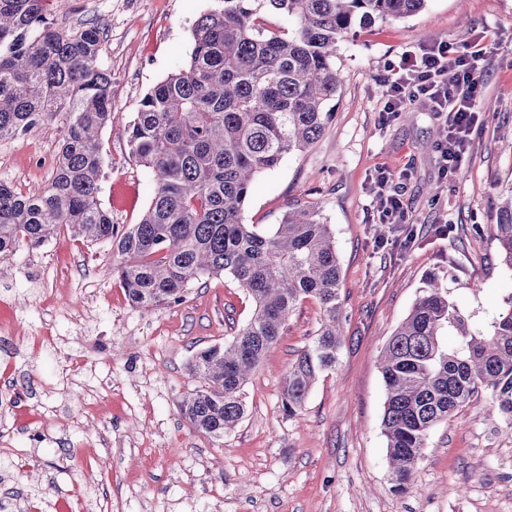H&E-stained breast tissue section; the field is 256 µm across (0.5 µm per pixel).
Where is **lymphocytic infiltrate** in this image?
I'll return each mask as SVG.
<instances>
[{
	"label": "lymphocytic infiltrate",
	"instance_id": "f902f5d3",
	"mask_svg": "<svg viewBox=\"0 0 512 512\" xmlns=\"http://www.w3.org/2000/svg\"><path fill=\"white\" fill-rule=\"evenodd\" d=\"M483 54L477 44L459 51L439 43L418 51L404 50L390 67L386 112L402 111L407 103L424 97L434 111L447 113L448 135L442 157L446 168L453 171L462 163L475 122L479 87L475 63ZM450 72L455 75L451 83L446 80Z\"/></svg>",
	"mask_w": 512,
	"mask_h": 512
}]
</instances>
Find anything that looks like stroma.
I'll return each instance as SVG.
<instances>
[{
	"instance_id": "obj_1",
	"label": "stroma",
	"mask_w": 512,
	"mask_h": 512,
	"mask_svg": "<svg viewBox=\"0 0 512 512\" xmlns=\"http://www.w3.org/2000/svg\"><path fill=\"white\" fill-rule=\"evenodd\" d=\"M212 0H46L56 28L105 29L98 64L112 75L101 134L99 198L138 223L154 192L130 152L143 96L186 65L192 28ZM480 42L476 121L462 166L443 170L446 113L419 98L385 110L389 67L406 48ZM342 85L323 135L254 181L245 223L272 230L297 202L320 207L340 264L343 346L297 415L281 392L320 322L303 301L251 377L247 411L222 439L195 431L178 403L197 384L188 364L230 342L253 301L228 276L192 284L182 302L142 312L112 276V246L63 231L0 261V512H512V426L489 394L429 435L413 487L394 491L382 432L378 368L388 338L436 277L471 326L489 331L512 308V267L484 225L512 191V0H427L418 14L358 25L336 56ZM59 156L39 129L0 140V183L42 191ZM407 221L382 223L377 189Z\"/></svg>"
}]
</instances>
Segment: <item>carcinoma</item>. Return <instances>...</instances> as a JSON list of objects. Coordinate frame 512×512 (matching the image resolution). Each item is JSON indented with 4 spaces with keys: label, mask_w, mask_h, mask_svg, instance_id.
<instances>
[{
    "label": "carcinoma",
    "mask_w": 512,
    "mask_h": 512,
    "mask_svg": "<svg viewBox=\"0 0 512 512\" xmlns=\"http://www.w3.org/2000/svg\"><path fill=\"white\" fill-rule=\"evenodd\" d=\"M192 30L183 68L155 84L130 125L132 155L153 175L139 223L116 230L101 206L100 136L112 122V75L97 63L104 28L56 30L45 0H0V139L43 127L59 134L52 179L38 195L0 183V258L43 247L61 228L86 241H112V274L133 306L151 310L185 297L191 282L232 277L255 310L232 341L189 363L200 386L179 402L196 430L220 439L246 412L244 387L307 298L321 311L311 342L288 369L286 415L305 404L317 376L336 366L342 345L340 271L331 225L320 209L292 205L271 231L243 222L251 185L286 155L323 134L342 80L335 59L356 23L397 21L426 0H214ZM286 15L288 32L266 15ZM512 267V195L489 225ZM460 337L456 347L445 332ZM382 417L395 490L404 492L429 433L482 391L512 425V309L493 330H471L437 279L385 343Z\"/></svg>",
    "instance_id": "carcinoma-1"
}]
</instances>
